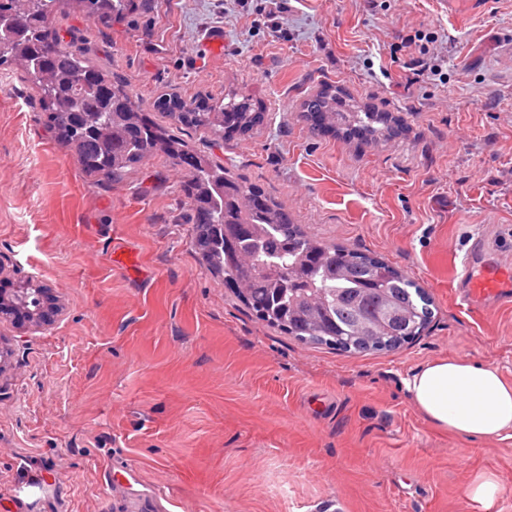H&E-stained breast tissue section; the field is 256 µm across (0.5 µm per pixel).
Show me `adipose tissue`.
<instances>
[{
	"label": "adipose tissue",
	"instance_id": "ef3b65f1",
	"mask_svg": "<svg viewBox=\"0 0 512 512\" xmlns=\"http://www.w3.org/2000/svg\"><path fill=\"white\" fill-rule=\"evenodd\" d=\"M421 414L453 434L481 439L512 434V384L491 366L443 358L406 381Z\"/></svg>",
	"mask_w": 512,
	"mask_h": 512
}]
</instances>
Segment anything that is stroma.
I'll list each match as a JSON object with an SVG mask.
<instances>
[{"instance_id": "obj_1", "label": "stroma", "mask_w": 512, "mask_h": 512, "mask_svg": "<svg viewBox=\"0 0 512 512\" xmlns=\"http://www.w3.org/2000/svg\"><path fill=\"white\" fill-rule=\"evenodd\" d=\"M55 24L151 121L308 232L403 271L434 317L362 354L267 326L195 252L187 169L152 156L118 182L86 176L1 67L0 283L64 311L43 330L0 317V512H512V437L439 430L405 388L441 358L512 383V306L475 316L456 288L475 239L512 265V0H149ZM416 61L437 70L409 87ZM326 85L396 137L312 129L302 104ZM227 92L263 108L224 141L152 107ZM116 242L139 273L112 265ZM482 472L488 507L467 494ZM498 489L497 479L493 473L483 472L478 474L468 488V496L473 502L490 506Z\"/></svg>"}]
</instances>
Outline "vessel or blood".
<instances>
[{
	"label": "vessel or blood",
	"instance_id": "b4317fda",
	"mask_svg": "<svg viewBox=\"0 0 512 512\" xmlns=\"http://www.w3.org/2000/svg\"><path fill=\"white\" fill-rule=\"evenodd\" d=\"M463 299L476 312L484 310L487 302L512 300V269L495 258L488 257L482 263L464 264L457 274Z\"/></svg>",
	"mask_w": 512,
	"mask_h": 512
}]
</instances>
